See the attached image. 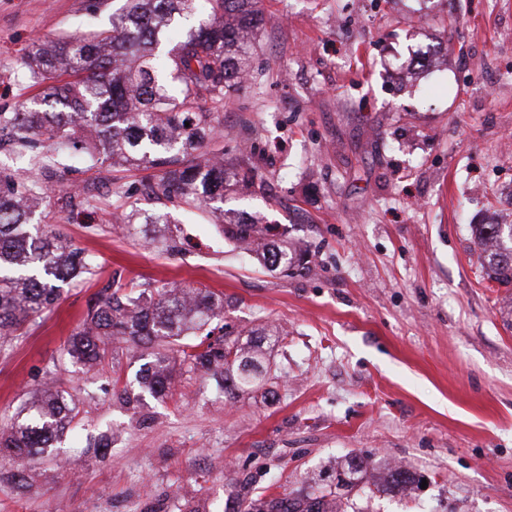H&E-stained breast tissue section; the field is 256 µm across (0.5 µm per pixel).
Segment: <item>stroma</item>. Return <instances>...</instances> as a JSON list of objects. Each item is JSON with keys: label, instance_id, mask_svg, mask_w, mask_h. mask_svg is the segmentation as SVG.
<instances>
[{"label": "stroma", "instance_id": "35a3bbf8", "mask_svg": "<svg viewBox=\"0 0 512 512\" xmlns=\"http://www.w3.org/2000/svg\"><path fill=\"white\" fill-rule=\"evenodd\" d=\"M123 0H0V111L34 95L20 61L35 39L110 27ZM248 80L224 101L225 158L261 190L224 205L308 249L306 273L268 270L219 237L211 215L159 200V170L63 157L44 222L94 257L55 307L0 345V425L52 378L77 415L39 488L0 462V512H224L252 495L336 482L354 453L364 512H512V288L484 278L472 227L512 222V0H261ZM429 46L444 65L416 59ZM100 208L79 211L67 186ZM166 213L178 252L122 232L115 213ZM183 283L224 296L225 324L275 327V396L225 398L176 372L152 396L143 350L94 369L66 353L112 283ZM111 447L94 449L100 436ZM404 467L426 487L378 491Z\"/></svg>", "mask_w": 512, "mask_h": 512}]
</instances>
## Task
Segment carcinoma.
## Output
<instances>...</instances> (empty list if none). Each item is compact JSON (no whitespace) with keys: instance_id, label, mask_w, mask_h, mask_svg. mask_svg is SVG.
Instances as JSON below:
<instances>
[{"instance_id":"cac0c4a2","label":"carcinoma","mask_w":512,"mask_h":512,"mask_svg":"<svg viewBox=\"0 0 512 512\" xmlns=\"http://www.w3.org/2000/svg\"><path fill=\"white\" fill-rule=\"evenodd\" d=\"M183 20L192 22L186 36L162 51L169 30ZM262 24L258 0H125L107 31L33 43L23 58V75L44 91L0 112V131L11 132L16 155L30 167L22 176L0 174V341L57 304V283L78 280L95 264L42 227L53 174L45 159L55 154L158 168L153 194L211 208L224 238L249 243L256 259L271 269H307V252L289 245L276 227L210 207L228 193L257 186L250 168L216 156L210 146L224 98L250 72ZM118 219L154 247H177L165 214L130 211ZM473 235L487 278L511 286L512 224H475ZM122 288L116 286L88 312L67 353L89 369L116 341L143 346L149 360L137 381L152 395H166L171 364L178 361L189 372L222 367L224 396L235 397L263 380L267 349L283 341L274 328L258 334L226 331L223 340L211 341L207 327L224 315V296L208 288L177 283L127 293ZM201 335L197 343L174 348L185 336ZM73 419L70 393L49 381L0 427V453L19 461L51 453ZM367 466L349 456L333 488L311 486L255 501L236 493L225 512H362L350 493L365 483ZM388 484L404 493L415 476L395 468Z\"/></svg>"}]
</instances>
